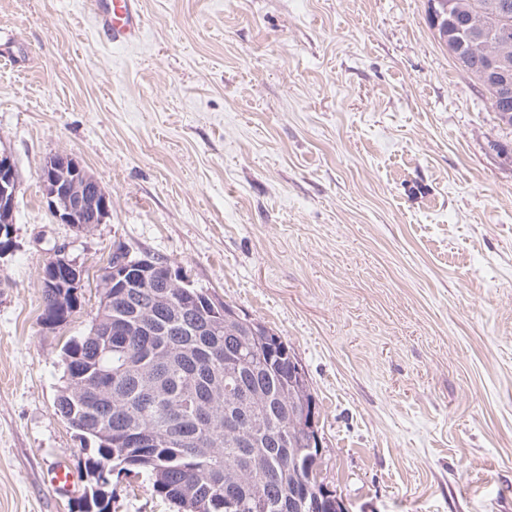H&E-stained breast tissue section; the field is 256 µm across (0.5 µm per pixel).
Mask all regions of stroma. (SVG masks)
I'll return each instance as SVG.
<instances>
[{"label": "stroma", "instance_id": "1", "mask_svg": "<svg viewBox=\"0 0 512 512\" xmlns=\"http://www.w3.org/2000/svg\"><path fill=\"white\" fill-rule=\"evenodd\" d=\"M115 47L87 0H0V512H78L95 454L55 410L112 253L162 257L281 336L348 512H512V141L426 0H141ZM75 156L112 198L60 223L40 173ZM84 270L49 329L43 271ZM66 463L75 491L56 494ZM109 512H183L115 472ZM18 186V176L11 157L0 152V253L9 246ZM5 236L7 241L1 244Z\"/></svg>", "mask_w": 512, "mask_h": 512}]
</instances>
